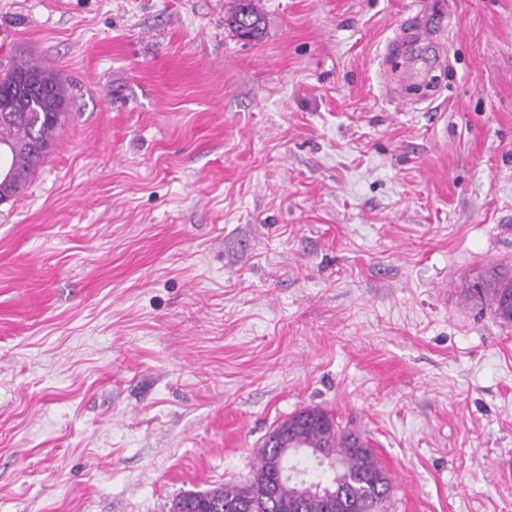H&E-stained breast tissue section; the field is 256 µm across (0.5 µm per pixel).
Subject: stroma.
<instances>
[{"mask_svg":"<svg viewBox=\"0 0 512 512\" xmlns=\"http://www.w3.org/2000/svg\"><path fill=\"white\" fill-rule=\"evenodd\" d=\"M0 0L69 110L0 204V512H169L318 407L390 512H512V0ZM452 23L426 101L387 45ZM229 23L241 39L245 34H250V39H257L262 34V18L252 0H236ZM473 295L490 306L502 322H512V273L506 266L484 272L473 285Z\"/></svg>","mask_w":512,"mask_h":512,"instance_id":"obj_1","label":"stroma"}]
</instances>
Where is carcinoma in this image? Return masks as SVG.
<instances>
[{
	"label": "carcinoma",
	"mask_w": 512,
	"mask_h": 512,
	"mask_svg": "<svg viewBox=\"0 0 512 512\" xmlns=\"http://www.w3.org/2000/svg\"><path fill=\"white\" fill-rule=\"evenodd\" d=\"M230 25L242 38L262 34V18L253 0H235ZM33 75L53 92L58 108L53 112H30L38 92L17 100L19 116L0 128V134L14 144L9 166L18 191H23L39 169L32 146L44 149L48 156L55 147L58 132L68 110V98L58 75L33 60L11 64L9 73L0 79V90L10 87L14 78ZM473 295L490 306L495 316L505 323L512 322V270L495 266L484 272L473 285ZM311 419L296 433V442L312 456L322 453L335 460L331 484L323 486L309 482L312 490L304 497L295 483L280 474L275 462L277 449L263 443L257 451V463L248 481L227 484L205 491H188L176 497L170 512H299L305 503L313 501L320 512H387L391 481L380 466L366 438L341 428L334 417L317 407H307Z\"/></svg>",
	"instance_id": "1"
}]
</instances>
